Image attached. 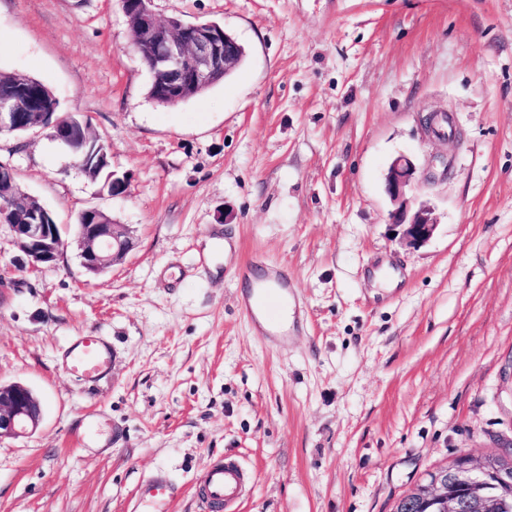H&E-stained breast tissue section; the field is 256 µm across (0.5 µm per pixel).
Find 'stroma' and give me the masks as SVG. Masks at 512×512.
Returning <instances> with one entry per match:
<instances>
[{"instance_id":"35a3bbf8","label":"stroma","mask_w":512,"mask_h":512,"mask_svg":"<svg viewBox=\"0 0 512 512\" xmlns=\"http://www.w3.org/2000/svg\"><path fill=\"white\" fill-rule=\"evenodd\" d=\"M215 21L240 66L190 101L152 100L121 0H0V72L87 117L125 194L48 128L0 134V162L61 224L58 260L21 270L0 225V382L43 405L0 440V512H207L210 467L239 462L232 512H393L428 471L512 440V0H153ZM447 114L438 132L428 113ZM438 226L388 222L384 174ZM97 207L135 240L86 274L72 226ZM282 268L288 336H259L236 267ZM111 374L66 369L79 336ZM420 179L414 161L407 155L395 158L384 178L385 192L392 205L388 222L401 228L400 239L408 246L426 243L437 227L432 210L425 205L415 207L408 196L409 190ZM112 347L101 336H79L70 346L68 371L86 382H97L112 371ZM168 496V488L163 479L157 478L146 484L140 493V505L143 512H162L158 507L163 505Z\"/></svg>"}]
</instances>
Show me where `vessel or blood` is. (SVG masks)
<instances>
[{
	"instance_id": "obj_1",
	"label": "vessel or blood",
	"mask_w": 512,
	"mask_h": 512,
	"mask_svg": "<svg viewBox=\"0 0 512 512\" xmlns=\"http://www.w3.org/2000/svg\"><path fill=\"white\" fill-rule=\"evenodd\" d=\"M266 287L248 294L245 311L252 321H263V333L284 336L288 333V300L293 284L287 274L278 269L266 271ZM113 352L105 339L99 336L78 337L70 346L66 366L68 371L86 382H96L112 370ZM245 484L243 468L234 462L211 467L202 498L206 504H229L236 501ZM168 496L163 479L157 478L146 484L140 493L144 512H159Z\"/></svg>"
}]
</instances>
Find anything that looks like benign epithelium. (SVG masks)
Listing matches in <instances>:
<instances>
[{"label":"benign epithelium","instance_id":"7a95c632","mask_svg":"<svg viewBox=\"0 0 512 512\" xmlns=\"http://www.w3.org/2000/svg\"><path fill=\"white\" fill-rule=\"evenodd\" d=\"M122 3L133 49L141 44L153 47L154 72L160 75L158 89L166 104L184 101L187 90L207 86L217 73L227 74L238 66L239 46L217 23L160 20L151 8L152 0ZM37 127L51 129L54 140L68 152H82L85 167L95 165L96 151L78 123L63 125L54 113L34 108L21 89L0 93V131L25 133ZM12 173L10 166L0 162V224L9 227L15 245L26 257L22 268L35 270L57 261L61 233L58 225L43 223L48 208L37 197L20 191L13 183ZM419 181L418 169L407 155L395 158L384 178L385 192L392 205L388 223L401 228V241L408 246L426 243L437 227L432 210L425 205L414 206L408 196ZM102 216L99 209L84 210L75 223L80 264L93 276L106 273L132 246L125 225L107 223ZM41 417V402L29 387L18 382L0 383V439L36 429ZM499 459L507 460V464L495 466L489 455H460L455 463L431 471L424 483L398 500L394 512H402L407 500L431 506L435 512H464L474 503L480 504L483 512H499L500 499L486 496L484 489L491 477L504 492H512V442Z\"/></svg>","mask_w":512,"mask_h":512}]
</instances>
